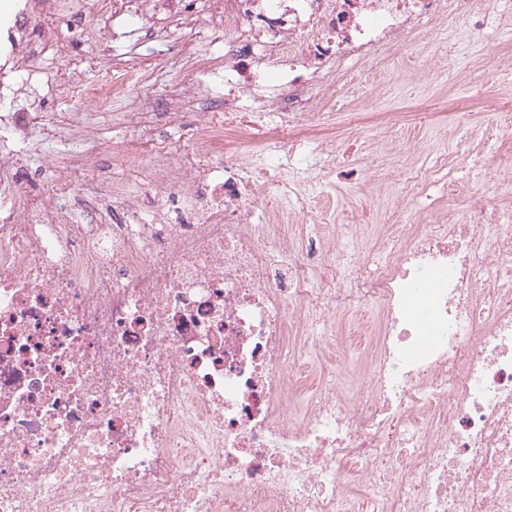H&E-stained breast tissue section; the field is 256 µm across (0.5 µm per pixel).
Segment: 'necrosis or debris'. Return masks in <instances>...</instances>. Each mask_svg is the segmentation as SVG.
<instances>
[{"label":"necrosis or debris","mask_w":512,"mask_h":512,"mask_svg":"<svg viewBox=\"0 0 512 512\" xmlns=\"http://www.w3.org/2000/svg\"><path fill=\"white\" fill-rule=\"evenodd\" d=\"M487 3L224 0L220 109L181 149L153 143L134 177L113 154L81 198L100 162L72 153L52 204L0 175V512H512V156L483 183L510 196L451 180L410 211L512 115L449 114L467 133L426 169L422 145L397 151L404 113H347L394 196L368 248L338 249L354 225L286 174L310 141L335 166L347 61L419 82L416 43L447 64V29ZM143 80L97 75L106 99Z\"/></svg>","instance_id":"4bbe7bcc"}]
</instances>
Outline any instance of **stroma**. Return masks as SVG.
Here are the masks:
<instances>
[{
  "label": "stroma",
  "instance_id": "obj_1",
  "mask_svg": "<svg viewBox=\"0 0 512 512\" xmlns=\"http://www.w3.org/2000/svg\"><path fill=\"white\" fill-rule=\"evenodd\" d=\"M127 10L126 0H95L86 21L98 34L95 43L78 46L69 37V22L58 15L32 16L23 19L18 42L21 56H28L31 45H38L42 70L48 72L51 83L34 81L14 85L12 109L31 112L37 122L13 134L12 151H0V166L11 167L13 151H20L29 178L39 185H47L55 169L69 158L76 147L91 151L101 149L103 164H111L112 147H121L138 139L139 129L128 123L125 101L99 98L97 72L101 65L111 62L140 66L146 76L143 95L159 94L165 86L178 84L188 95L202 99L204 108H213L207 100L206 88L200 85L203 72L220 73L224 70V46L212 43L207 31L199 28L192 32L195 57L187 61L176 58L179 31L174 23L178 7L165 0L157 8L141 16L140 29L128 37L120 36L121 15ZM487 16L490 23L485 29H467L452 32L453 48L448 58V72L440 75L427 72L424 83L418 87L386 85L383 91L371 86L368 66H358L359 77L345 82L342 93L352 104L367 112H404L408 115V137L422 141L426 152L449 153L455 147L453 139L444 138L440 123L446 114L462 110L481 114L495 108L512 111V86L499 83L489 75L483 81L480 96L474 97L466 89L462 77L472 70L480 59L484 45L497 38H512V10L504 8L501 0H490ZM156 32L157 38L145 42V31ZM82 74L86 94L76 99L56 97L52 84L69 81L74 74ZM88 127L89 140L77 142L73 131ZM335 134L341 145L339 160L326 176L318 181H305L306 193L319 201L337 220L360 210L371 211L373 219L364 223L358 236L366 242L374 235L373 220L383 219L388 204L368 197L363 189L364 172L361 156L368 149V140L349 134L343 126H336Z\"/></svg>",
  "mask_w": 512,
  "mask_h": 512
}]
</instances>
